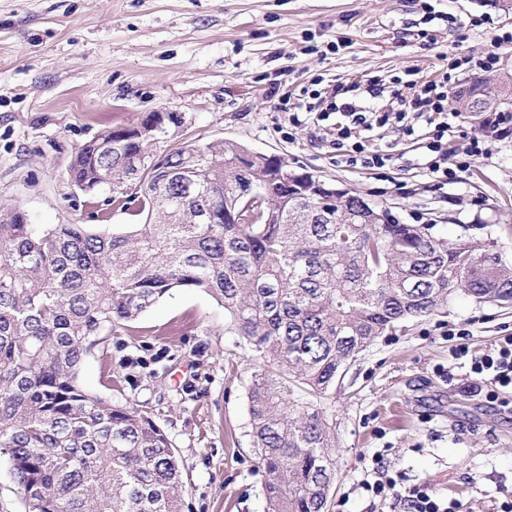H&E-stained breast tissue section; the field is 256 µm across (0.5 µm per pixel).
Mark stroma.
Returning a JSON list of instances; mask_svg holds the SVG:
<instances>
[{
  "label": "stroma",
  "instance_id": "1",
  "mask_svg": "<svg viewBox=\"0 0 512 512\" xmlns=\"http://www.w3.org/2000/svg\"><path fill=\"white\" fill-rule=\"evenodd\" d=\"M512 10L499 0H0V211L33 224H84L109 233L134 218L109 191L74 187L76 149L109 127L174 113L154 144L164 155L190 141L230 139L284 158L512 263V122L487 128L449 114L444 139L456 179L424 165L425 141L382 129L391 158L372 170L337 163L329 136L293 125L315 92L380 78L447 82L512 74ZM498 53L493 68L477 60ZM479 135L489 150L470 162ZM467 329L474 354L512 335V308L452 294L433 316L384 336L349 365L322 401L335 426L331 512H404L368 492L382 459L404 485H427L456 512H496L512 499V414L453 375L449 333ZM252 352L225 331L224 309L196 288H177L134 323L103 333L80 382L119 405L147 410L177 451L183 512H265L252 451Z\"/></svg>",
  "mask_w": 512,
  "mask_h": 512
}]
</instances>
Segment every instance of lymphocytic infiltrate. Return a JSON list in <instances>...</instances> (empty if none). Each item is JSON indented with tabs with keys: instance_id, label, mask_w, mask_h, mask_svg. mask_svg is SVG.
<instances>
[{
	"instance_id": "f902f5d3",
	"label": "lymphocytic infiltrate",
	"mask_w": 512,
	"mask_h": 512,
	"mask_svg": "<svg viewBox=\"0 0 512 512\" xmlns=\"http://www.w3.org/2000/svg\"><path fill=\"white\" fill-rule=\"evenodd\" d=\"M351 89V94L347 95L342 88H334L335 99L326 110L319 112L311 105L306 108L308 122L313 127L327 120L329 115H336L333 144L337 162L350 166L359 164L368 169L385 167L389 155L376 147L374 141L378 129L395 117L403 121V131L408 136L414 135L419 127L432 128V137L426 144L428 155L425 166L431 173L449 174L448 153L442 148V140L449 128L443 107L447 98L445 84L422 85L420 92L409 102V113L395 115L368 104L369 99L383 97L386 91L384 84L379 81L371 80L364 85L355 83ZM456 337L451 354L454 360L468 363L474 392L484 395L488 402H498L501 389L512 387V337L505 338L503 345L479 356L471 355L466 330H458ZM369 489L377 497L400 500L407 512H453L451 505L439 500L425 486L406 488L389 479L374 482Z\"/></svg>"
}]
</instances>
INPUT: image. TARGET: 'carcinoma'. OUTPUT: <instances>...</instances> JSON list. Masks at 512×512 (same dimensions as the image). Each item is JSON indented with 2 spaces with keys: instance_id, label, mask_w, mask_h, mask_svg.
Segmentation results:
<instances>
[{
  "instance_id": "1",
  "label": "carcinoma",
  "mask_w": 512,
  "mask_h": 512,
  "mask_svg": "<svg viewBox=\"0 0 512 512\" xmlns=\"http://www.w3.org/2000/svg\"><path fill=\"white\" fill-rule=\"evenodd\" d=\"M455 111L512 103L454 95ZM152 113L77 151L73 186L142 224L112 234L0 216V456L27 512H181L180 467L145 412L79 382L98 336L174 288L224 307V329L254 353L249 414L266 512H330L333 423L319 401L382 336L453 293L512 306V266L431 224L373 223L378 208L277 155L215 139L153 165ZM257 217L243 211L248 197Z\"/></svg>"
}]
</instances>
